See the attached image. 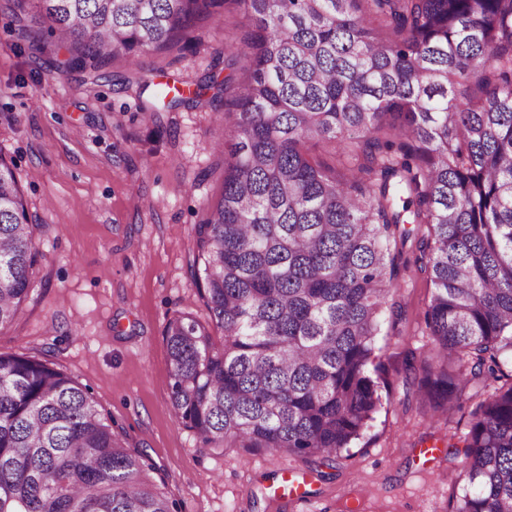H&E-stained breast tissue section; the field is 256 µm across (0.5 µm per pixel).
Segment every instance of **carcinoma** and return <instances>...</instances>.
<instances>
[{"label": "carcinoma", "instance_id": "1", "mask_svg": "<svg viewBox=\"0 0 512 512\" xmlns=\"http://www.w3.org/2000/svg\"><path fill=\"white\" fill-rule=\"evenodd\" d=\"M17 46L44 36L85 70L194 49L227 3L254 29L224 42V187L194 225L193 285L210 321L164 329L176 418L199 447L311 459L353 447L383 406L377 336L406 224L431 288L437 350L415 378L435 413L499 379L512 352V0H14ZM474 85L463 100L457 86ZM334 144L332 164L310 150ZM0 157V330L41 252ZM450 512H512V384L473 404ZM149 456L87 387L0 353V512H175Z\"/></svg>", "mask_w": 512, "mask_h": 512}]
</instances>
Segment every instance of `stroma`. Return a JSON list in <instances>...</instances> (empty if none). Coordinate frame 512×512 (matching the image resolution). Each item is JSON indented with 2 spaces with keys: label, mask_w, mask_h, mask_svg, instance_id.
I'll use <instances>...</instances> for the list:
<instances>
[{
  "label": "stroma",
  "mask_w": 512,
  "mask_h": 512,
  "mask_svg": "<svg viewBox=\"0 0 512 512\" xmlns=\"http://www.w3.org/2000/svg\"><path fill=\"white\" fill-rule=\"evenodd\" d=\"M12 7L0 0V156L14 165L44 257L18 321L0 330V353L53 362L86 386L128 447L150 455L181 512H448L457 463L445 448L467 432L469 412L430 418L404 381L405 351L421 361L431 349L430 286L414 245L378 338L384 405L332 463L204 451L172 412L164 326L208 315L191 281L193 227L223 190L213 147L235 116L221 104L165 108L156 86L223 79L224 40L250 31L251 18L229 4L199 20L207 37L196 49L147 52L145 86L121 58L62 72L65 50L18 48ZM287 466L302 501L273 495Z\"/></svg>",
  "instance_id": "stroma-1"
}]
</instances>
